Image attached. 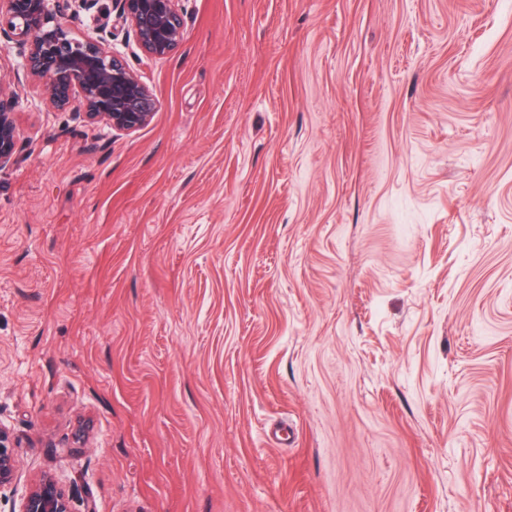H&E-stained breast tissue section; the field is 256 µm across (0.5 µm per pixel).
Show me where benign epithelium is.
<instances>
[{
    "label": "benign epithelium",
    "instance_id": "7a95c632",
    "mask_svg": "<svg viewBox=\"0 0 512 512\" xmlns=\"http://www.w3.org/2000/svg\"><path fill=\"white\" fill-rule=\"evenodd\" d=\"M98 0H0V37L18 46L31 77L44 84L47 100L59 110L70 109L80 96L83 113L103 120L116 132L131 133L152 118L155 101L125 59L105 40H73L66 21L78 8L90 9ZM179 0H117L119 18L141 50L164 58L180 46L185 29ZM16 94L0 82V166L16 149ZM16 439L0 425V489L13 484ZM18 512H72L70 498L51 475L41 476L20 499Z\"/></svg>",
    "mask_w": 512,
    "mask_h": 512
}]
</instances>
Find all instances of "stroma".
Masks as SVG:
<instances>
[{"instance_id": "1", "label": "stroma", "mask_w": 512, "mask_h": 512, "mask_svg": "<svg viewBox=\"0 0 512 512\" xmlns=\"http://www.w3.org/2000/svg\"><path fill=\"white\" fill-rule=\"evenodd\" d=\"M130 134L0 40L16 512H512V0H180ZM16 94L10 90L6 81L0 84V166L8 163L16 149V127L14 109ZM18 512H72L70 498L51 475L41 476L20 499Z\"/></svg>"}]
</instances>
